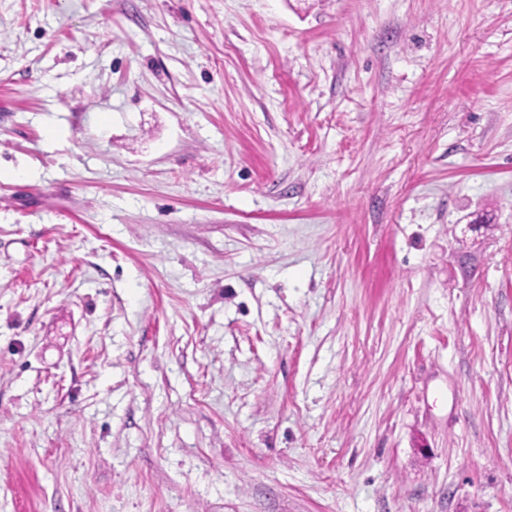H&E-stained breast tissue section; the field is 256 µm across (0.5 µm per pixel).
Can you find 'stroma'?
<instances>
[{"mask_svg":"<svg viewBox=\"0 0 512 512\" xmlns=\"http://www.w3.org/2000/svg\"><path fill=\"white\" fill-rule=\"evenodd\" d=\"M0 512H512V0H0Z\"/></svg>","mask_w":512,"mask_h":512,"instance_id":"obj_1","label":"stroma"}]
</instances>
